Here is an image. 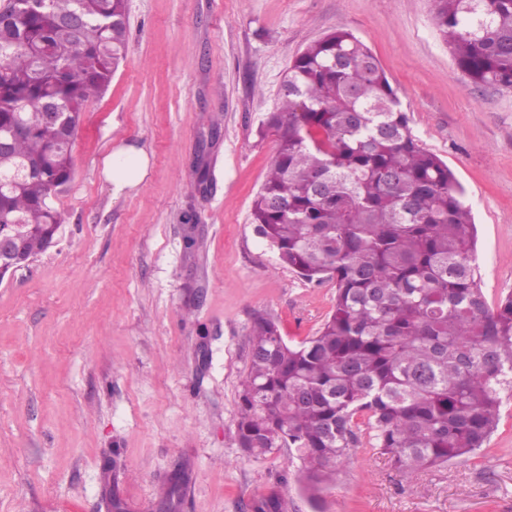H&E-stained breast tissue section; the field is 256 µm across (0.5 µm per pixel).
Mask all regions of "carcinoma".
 <instances>
[{
    "mask_svg": "<svg viewBox=\"0 0 512 512\" xmlns=\"http://www.w3.org/2000/svg\"><path fill=\"white\" fill-rule=\"evenodd\" d=\"M128 17V0H9L0 11V136L18 121L27 129L0 157V225L41 228L25 240L33 257L62 224L54 199L73 177V138L124 59ZM431 21L473 84L512 91V0H432ZM259 134L277 149L253 223L281 262L336 294L298 343L255 318L238 446L256 458L289 449L313 495L346 465L359 416L404 474L474 454L512 397V293L487 303L452 169L419 143L375 56L343 29L288 65ZM28 161L40 171L25 173ZM252 512L284 508L271 494Z\"/></svg>",
    "mask_w": 512,
    "mask_h": 512,
    "instance_id": "1",
    "label": "carcinoma"
}]
</instances>
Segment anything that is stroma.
I'll return each mask as SVG.
<instances>
[{
    "mask_svg": "<svg viewBox=\"0 0 512 512\" xmlns=\"http://www.w3.org/2000/svg\"><path fill=\"white\" fill-rule=\"evenodd\" d=\"M431 0H129L126 56L86 104L54 246L0 278V512H512V402L475 456L415 476L355 427L336 484L311 500L300 461L235 442L253 320L297 343L332 283L282 264L251 219L275 153L256 134L289 63L345 29L376 56L421 145L448 163L477 225L489 305L512 292V92L477 86ZM218 134H211V127ZM149 157L113 197L117 146ZM198 246L188 249L187 238Z\"/></svg>",
    "mask_w": 512,
    "mask_h": 512,
    "instance_id": "stroma-1",
    "label": "stroma"
}]
</instances>
